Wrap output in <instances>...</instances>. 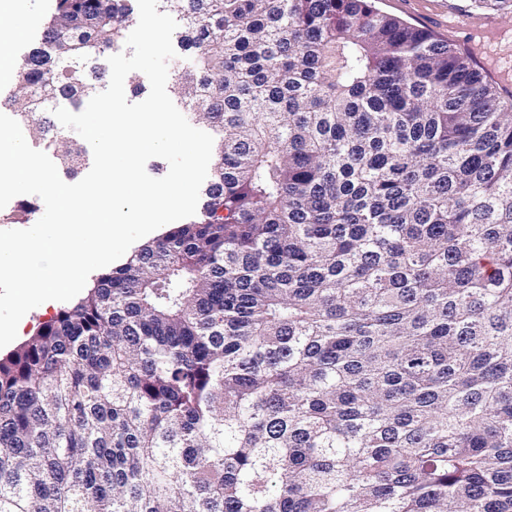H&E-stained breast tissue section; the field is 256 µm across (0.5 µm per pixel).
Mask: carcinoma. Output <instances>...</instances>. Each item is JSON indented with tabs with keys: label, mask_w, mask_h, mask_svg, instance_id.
Instances as JSON below:
<instances>
[{
	"label": "carcinoma",
	"mask_w": 512,
	"mask_h": 512,
	"mask_svg": "<svg viewBox=\"0 0 512 512\" xmlns=\"http://www.w3.org/2000/svg\"><path fill=\"white\" fill-rule=\"evenodd\" d=\"M158 7L202 207L0 358V512H512V105L373 0ZM132 21L58 0L4 106L98 93ZM172 43H173V47H174V49H175V51L177 53V57L172 59V60H170V62H169L168 80H167V85H166L167 93L170 96V98L172 99V101L174 102V104L176 105V107L187 118L189 123L192 126H194L195 128L203 130V131L209 133L210 135H212L213 138H214V142H215V134L213 133V131L210 130L207 126H204V125L199 124L198 122H196L195 119L193 118V116L190 113L191 111H189L185 106L181 105L180 103H177V101L174 99V97H173V95L171 93V75H172V72H173L174 68L176 66H178L180 68H183V70H190L191 69V65H192V55L189 52H181L180 53L178 48H177L176 42L173 39V37H172Z\"/></svg>",
	"instance_id": "carcinoma-1"
}]
</instances>
